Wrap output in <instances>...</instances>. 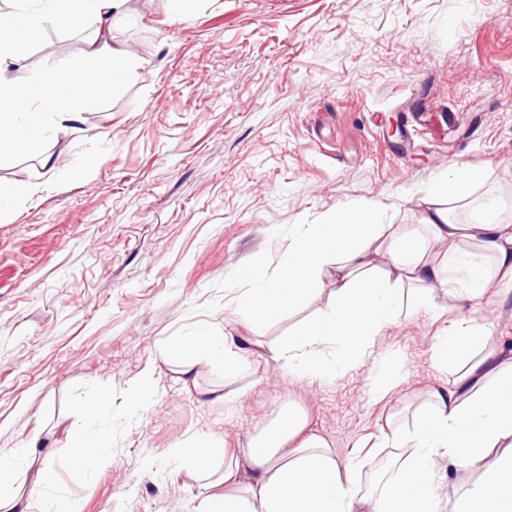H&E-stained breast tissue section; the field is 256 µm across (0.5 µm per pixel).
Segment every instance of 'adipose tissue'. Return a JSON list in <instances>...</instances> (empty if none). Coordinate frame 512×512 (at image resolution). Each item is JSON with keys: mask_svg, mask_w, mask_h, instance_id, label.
<instances>
[{"mask_svg": "<svg viewBox=\"0 0 512 512\" xmlns=\"http://www.w3.org/2000/svg\"><path fill=\"white\" fill-rule=\"evenodd\" d=\"M131 0H43L28 14L27 33L49 25L81 27L95 16L98 28L83 59L69 76L54 68L36 73L29 85L7 79L12 53L0 54V165L21 149L38 150L49 127L82 121L84 108L109 86L120 87L137 66L136 57L112 43L114 23L124 19ZM25 120H18V113ZM481 174L452 170L427 190L434 204L424 231L381 223L384 206L369 201L338 209L323 224H301L278 257L277 272L266 277L252 267L240 270L247 288L238 305L251 322H269L316 300L336 278V290L318 316L295 334L269 347L283 375L312 370L334 377L336 367L321 349L339 346L346 366L372 356L376 336L410 311L440 313L438 293L449 300L478 303L497 282L512 281V224L486 198L471 208L466 222L449 220L436 207L441 198L465 197ZM387 255L390 271L375 275V259ZM415 292L404 299L405 287ZM247 340L200 332L180 340L173 351L182 374H193L199 357L232 368L246 353ZM436 367L454 366L453 384L433 390L416 408L411 431L388 426L383 435L399 452V465L379 493L361 492L353 481L355 459L336 458L319 437L301 438L304 416L283 410L263 434L237 453L225 455L217 443L196 436L188 447L169 449L164 459L190 470L207 494L205 512H439L441 463L473 471L477 481L456 493L451 512H512V356L503 357L485 329L455 327L439 336L432 355ZM109 406L105 394L83 405L86 423L71 430L74 464L87 475L110 466L112 452L102 436L88 434ZM53 455L40 437L20 448L0 450V512H79L74 501L51 496Z\"/></svg>", "mask_w": 512, "mask_h": 512, "instance_id": "ef3b65f1", "label": "adipose tissue"}]
</instances>
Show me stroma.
Returning a JSON list of instances; mask_svg holds the SVG:
<instances>
[{
  "label": "stroma",
  "instance_id": "35a3bbf8",
  "mask_svg": "<svg viewBox=\"0 0 512 512\" xmlns=\"http://www.w3.org/2000/svg\"><path fill=\"white\" fill-rule=\"evenodd\" d=\"M95 28L90 18L22 44L0 34V51L21 58L9 79L73 67ZM112 37L140 65L78 129L46 130L55 170L34 151L0 167V185L36 189L0 202V449L45 437L81 512H203L181 467L146 459L196 435L245 447L290 405L376 489L393 454L381 433L409 428L424 394L454 379L431 360L439 330L484 324L512 339V283L444 319L389 326L372 353L399 382L380 400L374 363L341 365L332 345L334 379L284 380L266 343L323 303L249 324L239 270L274 275L298 225L369 200L385 204L383 223L420 226L426 188L456 167L482 178L449 213L496 196L511 220L512 0H195L181 22L169 0H132ZM199 331L255 346L233 369L205 362L181 378L168 354ZM96 391L111 397L96 429L112 464L87 483L67 429Z\"/></svg>",
  "mask_w": 512,
  "mask_h": 512
}]
</instances>
